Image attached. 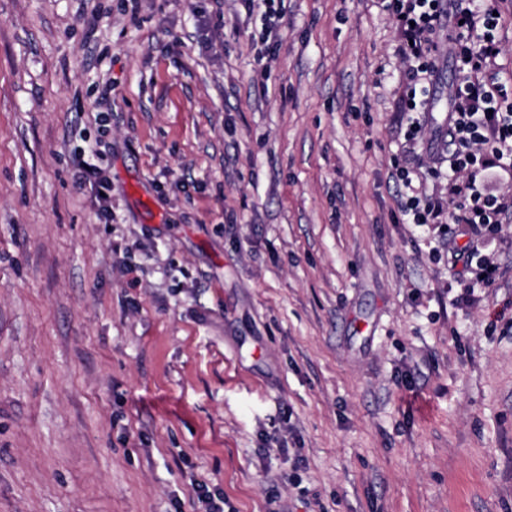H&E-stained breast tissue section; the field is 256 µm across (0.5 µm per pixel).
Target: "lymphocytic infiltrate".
<instances>
[{
	"label": "lymphocytic infiltrate",
	"instance_id": "1",
	"mask_svg": "<svg viewBox=\"0 0 512 512\" xmlns=\"http://www.w3.org/2000/svg\"><path fill=\"white\" fill-rule=\"evenodd\" d=\"M398 35L397 54L406 66L407 112L427 111L436 54L449 48L457 78L449 93L444 150L451 175L466 192L454 220L493 236L512 198L495 195L489 179H512V96L500 79L498 27L493 0H388Z\"/></svg>",
	"mask_w": 512,
	"mask_h": 512
}]
</instances>
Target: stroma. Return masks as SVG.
Listing matches in <instances>:
<instances>
[{
	"instance_id": "obj_1",
	"label": "stroma",
	"mask_w": 512,
	"mask_h": 512,
	"mask_svg": "<svg viewBox=\"0 0 512 512\" xmlns=\"http://www.w3.org/2000/svg\"><path fill=\"white\" fill-rule=\"evenodd\" d=\"M0 0V512H512V215L411 223L382 0ZM88 157L111 221L75 182ZM265 3V13L263 19L262 32L260 33V41L264 45L269 39L277 35V32L282 24V9L280 1L283 0H263ZM453 257L456 263L462 261L468 273L471 274L469 288L471 285L473 287L474 285H479L489 288L499 278L500 267L494 261L481 257L473 265L475 258V251L473 249L454 251ZM190 485L197 493L198 503L201 505L198 510L200 512H223L224 497H218L217 502L215 496L209 493L208 484L204 480L197 479L194 475L190 476ZM222 503V506L220 505Z\"/></svg>"
}]
</instances>
